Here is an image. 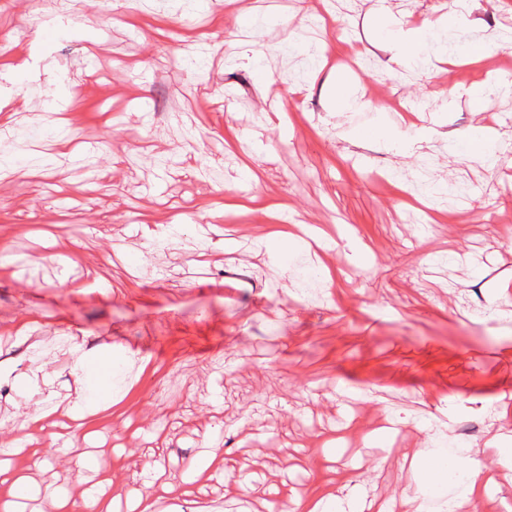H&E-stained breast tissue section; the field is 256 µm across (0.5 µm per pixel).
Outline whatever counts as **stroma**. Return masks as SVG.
<instances>
[{
  "label": "stroma",
  "instance_id": "obj_1",
  "mask_svg": "<svg viewBox=\"0 0 512 512\" xmlns=\"http://www.w3.org/2000/svg\"><path fill=\"white\" fill-rule=\"evenodd\" d=\"M80 2L0 0V422L26 436L18 381L53 375L12 458L25 512L101 478L122 504L157 474L179 485L159 512H266L296 490L378 505L412 485L413 449L483 460L512 409V317L484 315L512 298V151L487 167L448 140L512 139V90L448 92L512 73L403 70L383 26L451 17L441 0ZM341 88L385 102L341 112ZM414 179L468 193L437 204ZM299 224L354 236L299 261L260 250ZM73 336L127 359L81 476L55 443ZM210 442L253 492L215 469L182 481Z\"/></svg>",
  "mask_w": 512,
  "mask_h": 512
}]
</instances>
